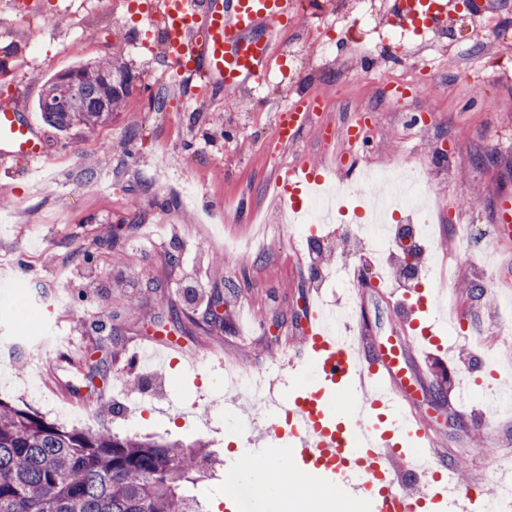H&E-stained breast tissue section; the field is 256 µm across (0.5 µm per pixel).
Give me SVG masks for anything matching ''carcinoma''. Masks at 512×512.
I'll use <instances>...</instances> for the list:
<instances>
[{"label":"carcinoma","mask_w":512,"mask_h":512,"mask_svg":"<svg viewBox=\"0 0 512 512\" xmlns=\"http://www.w3.org/2000/svg\"><path fill=\"white\" fill-rule=\"evenodd\" d=\"M78 98L48 80L38 99L45 120L61 129L95 128L112 120L133 93L105 83L101 64H83ZM109 111H94L100 101ZM205 445L67 428L0 399V512H203L181 491L200 474Z\"/></svg>","instance_id":"obj_1"}]
</instances>
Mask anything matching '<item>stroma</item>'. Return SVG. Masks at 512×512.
I'll list each match as a JSON object with an SVG mask.
<instances>
[{"instance_id":"obj_1","label":"stroma","mask_w":512,"mask_h":512,"mask_svg":"<svg viewBox=\"0 0 512 512\" xmlns=\"http://www.w3.org/2000/svg\"><path fill=\"white\" fill-rule=\"evenodd\" d=\"M0 9V104L28 112L45 133L47 162L0 170V399L50 417L53 402L86 410L85 427L169 441H205L221 461L194 492L207 512H224L225 470L237 449L262 453L254 423L227 404L224 367L238 364L273 381L278 394L312 382L309 365L286 369L303 353L307 304L332 297L335 281L310 286L293 256L288 225L271 228L250 260L225 241L255 230L244 208L269 209L279 169L308 164L357 182L370 164L427 170L443 203L432 243L452 268L442 293L466 338L451 350L423 344L418 364L431 389L416 410L431 416L436 449L465 459L468 474L495 486L512 451V413L489 419V389L512 382V354L501 343L512 317V246L476 247L457 263V227L489 229L498 198L512 193V0H454L462 21L440 29L426 56L381 37L392 0H302V23L279 28L262 86H245L238 103L203 87L191 72L171 78L161 49L141 45V0H12ZM496 17L493 28L475 15ZM334 46L324 56L321 41ZM109 60L133 76V94L112 121L89 131H58L37 101L45 83L83 62ZM163 95L164 111L151 98ZM320 97L317 118L293 142L272 141L276 116L304 96ZM365 118L366 150L346 129ZM192 184L200 205L224 214L201 224L181 191ZM363 335L382 339L398 325L395 296L374 287L351 261ZM221 296L219 315L192 302ZM168 342L163 372L137 362L154 341ZM148 374L149 391L131 379ZM480 377L468 403L436 382ZM35 383L40 397L23 394Z\"/></svg>"}]
</instances>
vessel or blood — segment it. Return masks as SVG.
<instances>
[{
	"instance_id": "1",
	"label": "vessel or blood",
	"mask_w": 512,
	"mask_h": 512,
	"mask_svg": "<svg viewBox=\"0 0 512 512\" xmlns=\"http://www.w3.org/2000/svg\"><path fill=\"white\" fill-rule=\"evenodd\" d=\"M397 14L414 29L434 28L444 20L436 0H396ZM294 15L292 0H156L153 19L167 60L193 71L208 87L238 90L257 81L270 51L268 34ZM319 98L302 100L278 113L274 135L292 141L313 112ZM48 150L40 129L28 113L0 108V169L17 161L41 163ZM317 168L301 165L277 178L280 203L301 207L302 188L322 183ZM498 242H512V196L500 199L493 218ZM325 302H318L306 322L304 344L320 388L339 390L347 419L334 417L319 391L264 401L261 432L273 440L282 424L293 436L292 462L304 474L319 472L341 491H348L349 474L376 473L382 480L372 498V512H421L442 505L449 512H471L479 499L473 485L461 483L453 468L444 478L427 483L423 496L404 497L393 475L395 460L406 459L405 438L428 439L433 430L412 413L413 398L427 392L410 339L399 335L380 342L331 330Z\"/></svg>"
}]
</instances>
